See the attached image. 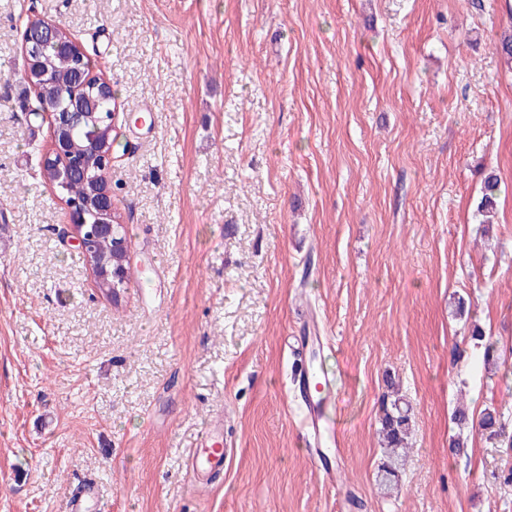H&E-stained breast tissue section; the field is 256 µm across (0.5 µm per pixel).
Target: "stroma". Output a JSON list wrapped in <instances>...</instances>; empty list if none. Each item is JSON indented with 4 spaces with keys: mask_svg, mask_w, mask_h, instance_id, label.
I'll use <instances>...</instances> for the list:
<instances>
[{
    "mask_svg": "<svg viewBox=\"0 0 512 512\" xmlns=\"http://www.w3.org/2000/svg\"><path fill=\"white\" fill-rule=\"evenodd\" d=\"M20 3L0 0V512H67L88 479L103 512H512V448L452 421L490 407L512 433V0H35L116 92V303L42 173ZM311 330L336 487L290 385ZM391 380L414 425L388 494ZM217 410L232 455L195 490ZM499 191V181L496 175L489 174L484 178L482 197L478 204V212L489 222Z\"/></svg>",
    "mask_w": 512,
    "mask_h": 512,
    "instance_id": "1",
    "label": "stroma"
}]
</instances>
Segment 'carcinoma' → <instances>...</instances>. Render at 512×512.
I'll return each mask as SVG.
<instances>
[{
	"mask_svg": "<svg viewBox=\"0 0 512 512\" xmlns=\"http://www.w3.org/2000/svg\"><path fill=\"white\" fill-rule=\"evenodd\" d=\"M35 65L49 72L51 83L45 88V98L48 102L66 107L72 100H82L88 95H97L96 79L90 77L86 63L70 54L60 55L55 46L47 43L40 50L37 57L33 58ZM91 127H78L73 132V149L85 158L84 169L75 173L67 183L62 193L69 202L84 204L93 192V183L97 178L104 176L101 171L102 158L89 147L88 136ZM499 191L498 178L489 174L484 178L482 197L478 204V212L485 218L490 217ZM126 238L125 227L115 229L114 235L99 234L93 245L94 250L102 257H110L116 252L114 238ZM471 339L476 344L484 347L483 362L486 364L494 361L496 345L485 340L481 330L473 331ZM380 432L384 439V447L381 448L383 461L378 466L376 482L387 492L398 489L401 473L404 470L407 457V438L413 427L411 408L400 405L394 401L391 407L383 408L379 419ZM478 426L483 435L489 440H497L512 448V435L505 434L500 421V415L494 409L487 408L482 413Z\"/></svg>",
	"mask_w": 512,
	"mask_h": 512,
	"instance_id": "obj_1",
	"label": "carcinoma"
}]
</instances>
